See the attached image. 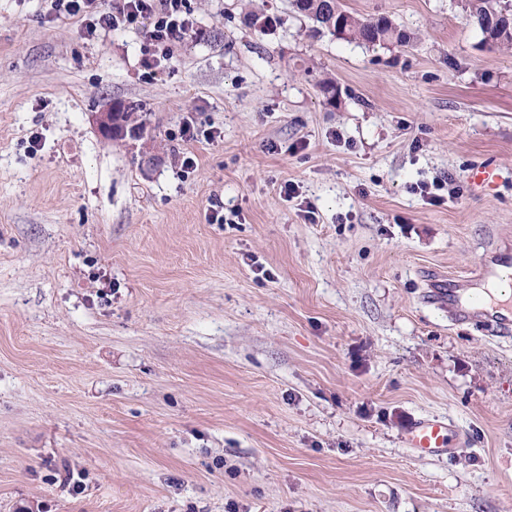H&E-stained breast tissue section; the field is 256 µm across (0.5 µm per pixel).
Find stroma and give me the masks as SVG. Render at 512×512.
I'll return each instance as SVG.
<instances>
[{"mask_svg": "<svg viewBox=\"0 0 512 512\" xmlns=\"http://www.w3.org/2000/svg\"><path fill=\"white\" fill-rule=\"evenodd\" d=\"M342 2L409 43L190 0L147 68L145 28L0 0V512H512V337L424 298L512 249V47L461 0ZM432 416L452 454L407 445ZM136 105H122L117 104L112 106L108 112H102L98 117V130L104 136L114 137L117 134L124 132V128L129 122L130 116L137 110ZM112 109L113 112L112 113ZM113 114V117H112ZM112 123L115 128L114 135H112Z\"/></svg>", "mask_w": 512, "mask_h": 512, "instance_id": "stroma-1", "label": "stroma"}]
</instances>
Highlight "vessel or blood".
<instances>
[{"label": "vessel or blood", "mask_w": 512, "mask_h": 512, "mask_svg": "<svg viewBox=\"0 0 512 512\" xmlns=\"http://www.w3.org/2000/svg\"><path fill=\"white\" fill-rule=\"evenodd\" d=\"M437 303L447 306L455 322L481 319L487 331L495 336L512 335V298L506 303H488L462 293L453 277H440L431 292ZM452 426L442 418L418 420L407 433L411 448L425 456H442L452 452Z\"/></svg>", "instance_id": "vessel-or-blood-1"}]
</instances>
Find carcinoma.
I'll use <instances>...</instances> for the list:
<instances>
[{
	"mask_svg": "<svg viewBox=\"0 0 512 512\" xmlns=\"http://www.w3.org/2000/svg\"><path fill=\"white\" fill-rule=\"evenodd\" d=\"M298 14L312 23L311 31L316 35L336 36L334 28L344 32L343 39L362 45H377L396 41L407 43L409 35L398 28L387 16L361 19L345 9L341 0H293ZM466 12L469 20L481 31L484 41L491 45L512 47V3L509 0H468ZM506 13L500 19L501 25L485 27L480 19L488 13ZM137 110L135 105L117 104L113 106L112 123L115 133L124 132L130 116Z\"/></svg>",
	"mask_w": 512,
	"mask_h": 512,
	"instance_id": "cac0c4a2",
	"label": "carcinoma"
}]
</instances>
